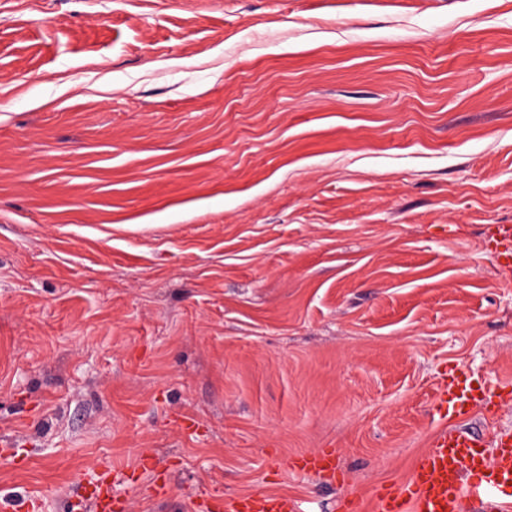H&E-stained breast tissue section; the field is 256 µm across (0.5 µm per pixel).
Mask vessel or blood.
<instances>
[{
	"mask_svg": "<svg viewBox=\"0 0 512 512\" xmlns=\"http://www.w3.org/2000/svg\"><path fill=\"white\" fill-rule=\"evenodd\" d=\"M485 248L497 266L512 271V225L498 224L489 232ZM512 401V393L491 396L484 386L449 369L441 386L437 412L451 419L470 416L475 409H495ZM295 465L306 472L335 474L333 452L300 455ZM119 473L111 463L101 466L92 490L77 502L78 512H121L123 502L115 494ZM475 500L481 512H512V438L500 439L494 453L481 440L453 431L434 435L409 476L401 482L373 487V512H460L463 500ZM221 512H302L298 500L256 491L221 499Z\"/></svg>",
	"mask_w": 512,
	"mask_h": 512,
	"instance_id": "obj_1",
	"label": "vessel or blood"
}]
</instances>
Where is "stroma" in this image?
<instances>
[{"label": "stroma", "mask_w": 512, "mask_h": 512, "mask_svg": "<svg viewBox=\"0 0 512 512\" xmlns=\"http://www.w3.org/2000/svg\"><path fill=\"white\" fill-rule=\"evenodd\" d=\"M494 224L512 0H0V499L406 477L445 369L512 386ZM300 471L326 472L330 477H336V458L332 451H317L300 455L295 461Z\"/></svg>", "instance_id": "stroma-1"}]
</instances>
